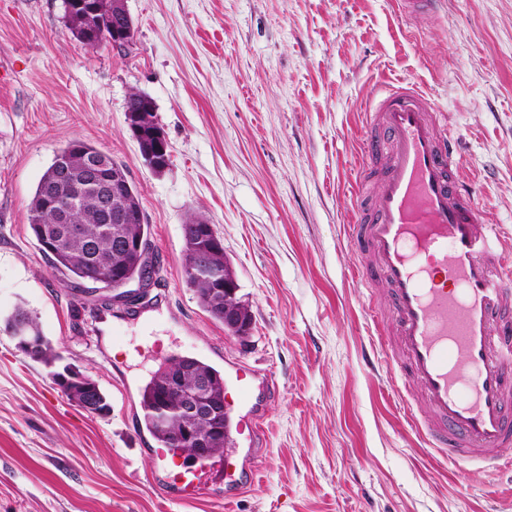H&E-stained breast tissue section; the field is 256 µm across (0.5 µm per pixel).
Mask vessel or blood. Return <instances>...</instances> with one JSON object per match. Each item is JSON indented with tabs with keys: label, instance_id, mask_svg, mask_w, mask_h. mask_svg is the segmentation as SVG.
<instances>
[{
	"label": "vessel or blood",
	"instance_id": "obj_1",
	"mask_svg": "<svg viewBox=\"0 0 512 512\" xmlns=\"http://www.w3.org/2000/svg\"><path fill=\"white\" fill-rule=\"evenodd\" d=\"M368 109L349 230L375 260L354 278L388 292V308L369 309L386 369L400 391H421L424 411L407 423L431 455L463 473L498 469L501 448L512 446V238L482 221L461 183L463 160L419 87L382 80ZM272 386L237 363L224 377L226 434L248 444L245 456L224 459L227 487L256 474L263 415L253 397ZM155 457L166 496L197 498L202 479L182 467L181 452L159 448Z\"/></svg>",
	"mask_w": 512,
	"mask_h": 512
}]
</instances>
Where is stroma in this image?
Returning a JSON list of instances; mask_svg holds the SVG:
<instances>
[{
    "instance_id": "1",
    "label": "stroma",
    "mask_w": 512,
    "mask_h": 512,
    "mask_svg": "<svg viewBox=\"0 0 512 512\" xmlns=\"http://www.w3.org/2000/svg\"><path fill=\"white\" fill-rule=\"evenodd\" d=\"M395 0H127L136 42L89 50L62 0H0V512H512V471L429 456L373 344L381 285L347 236L376 82L421 86L465 159L485 221L512 232V0H442L398 18ZM152 98L170 163L154 172L125 118ZM87 141L124 163L157 273L139 315L110 290L54 273L28 204L54 155ZM213 224L252 328L239 338L184 282L182 226ZM34 315L111 411L71 404L18 352L7 325ZM242 361L272 376L254 487L227 492L215 455L204 487H159L141 389L161 363Z\"/></svg>"
}]
</instances>
